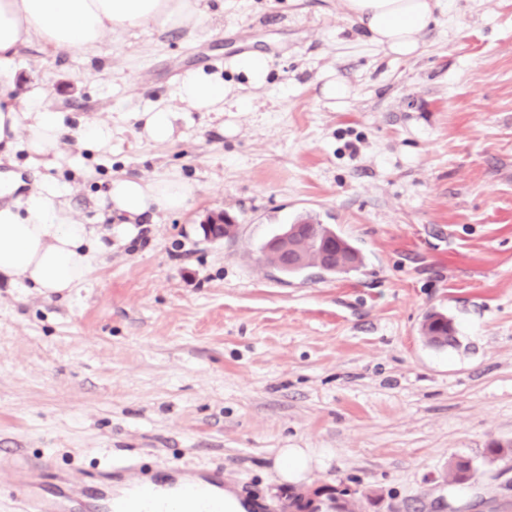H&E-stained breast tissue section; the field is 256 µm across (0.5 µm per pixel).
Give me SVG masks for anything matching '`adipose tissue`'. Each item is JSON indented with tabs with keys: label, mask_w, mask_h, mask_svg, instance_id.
<instances>
[{
	"label": "adipose tissue",
	"mask_w": 512,
	"mask_h": 512,
	"mask_svg": "<svg viewBox=\"0 0 512 512\" xmlns=\"http://www.w3.org/2000/svg\"><path fill=\"white\" fill-rule=\"evenodd\" d=\"M203 0H0V151L24 142L34 156L56 161L66 129L58 113L32 99L26 111L7 105L14 74L8 63L31 41L70 52L97 55L104 37L121 40L132 29H192L203 19ZM347 13L371 42L398 56L414 55L422 33L436 21L441 0H345ZM228 88L220 79L185 71L176 87L178 99L204 112L224 108ZM62 187L50 184L23 204L0 206V277L22 280L45 296L83 282L101 247L94 229L74 220L61 202ZM192 185L171 174L147 181L113 178L102 207L109 218L131 227L158 210L186 206Z\"/></svg>",
	"instance_id": "obj_1"
}]
</instances>
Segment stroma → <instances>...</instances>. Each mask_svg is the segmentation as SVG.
I'll list each match as a JSON object with an SVG mask.
<instances>
[{"mask_svg":"<svg viewBox=\"0 0 512 512\" xmlns=\"http://www.w3.org/2000/svg\"><path fill=\"white\" fill-rule=\"evenodd\" d=\"M267 56L251 87L237 55ZM68 133L61 164L0 157L17 196L61 185L102 248L85 281L47 297L0 281V512L42 458L69 474L110 459L133 472L218 471L281 512V448L320 458L302 484L345 485L356 512H512V0H443L418 53L386 55L343 0H208L192 30L147 26L99 55L32 42L9 63ZM233 94L220 112L173 96L188 69ZM343 101L325 98L329 79ZM177 112L173 140L139 113ZM107 122L112 143L80 131ZM174 169L185 209L120 234L113 177ZM212 211L237 224L205 239ZM312 216L361 253L340 275L274 272L261 248ZM454 346L422 336L427 313ZM471 459L457 486L448 466ZM423 335L436 347L453 346L456 343L455 330L448 317L441 313H430L422 326Z\"/></svg>","mask_w":512,"mask_h":512,"instance_id":"35a3bbf8","label":"stroma"}]
</instances>
